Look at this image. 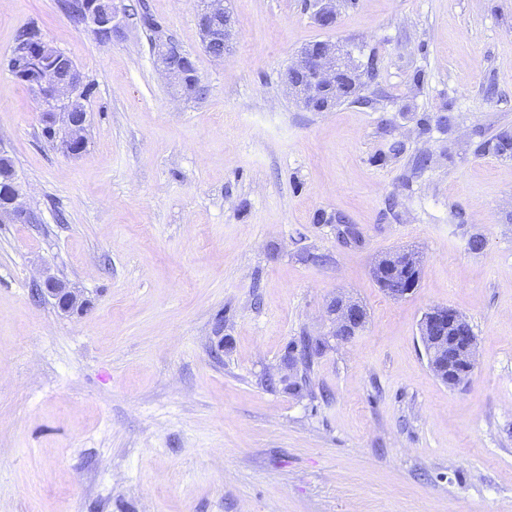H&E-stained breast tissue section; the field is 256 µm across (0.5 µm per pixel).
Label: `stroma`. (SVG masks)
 I'll return each instance as SVG.
<instances>
[{
	"mask_svg": "<svg viewBox=\"0 0 512 512\" xmlns=\"http://www.w3.org/2000/svg\"><path fill=\"white\" fill-rule=\"evenodd\" d=\"M199 2L145 0L159 32L128 16L103 43L57 0H0V150L29 212L0 223V512H512V158L482 148L512 128V0H342L330 29L305 0H229L220 61ZM27 25L91 85L80 155L4 65ZM159 33L203 99L161 77ZM318 40L377 60L368 104L288 94ZM399 249L422 271L395 299L373 269ZM336 296L367 312L352 339L328 335ZM437 306L477 338L456 388L419 335ZM303 335L326 348L297 394L278 379ZM43 286L44 292L41 291L42 294H46L54 300V304L63 313H70L74 310L82 309L85 305V303L81 302L78 296L59 279L48 277L44 281Z\"/></svg>",
	"mask_w": 512,
	"mask_h": 512,
	"instance_id": "35a3bbf8",
	"label": "stroma"
}]
</instances>
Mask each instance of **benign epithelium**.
<instances>
[{
  "label": "benign epithelium",
  "instance_id": "benign-epithelium-1",
  "mask_svg": "<svg viewBox=\"0 0 512 512\" xmlns=\"http://www.w3.org/2000/svg\"><path fill=\"white\" fill-rule=\"evenodd\" d=\"M316 7L314 20L321 28L336 26L339 0H308ZM125 6L120 0H82L77 22L87 26L100 40L110 41L121 33ZM198 26L205 51L217 44H229L233 36L231 16L224 0H201ZM192 55L172 41H160L155 46L156 66L169 84L184 99L194 98L192 88L174 65V58ZM27 64L25 76L41 108L42 123L57 131V142L67 152L76 154L85 143L84 132L89 122L83 107L86 78L78 66L63 52L34 32L16 42L5 65L10 72ZM359 79V69L351 54L342 46L329 41H316L305 46L299 58L290 64L283 83L311 112H326L343 99ZM25 214L18 181L6 198H0V223ZM44 294L64 313L84 307L67 285L53 277L44 283ZM331 323L330 335L343 338L357 335L365 325L366 311L358 303L335 297L326 306ZM466 318L455 310L434 307L420 324V337L431 370L438 378L455 387L467 381L476 360V337L455 336L450 330Z\"/></svg>",
  "mask_w": 512,
  "mask_h": 512
}]
</instances>
